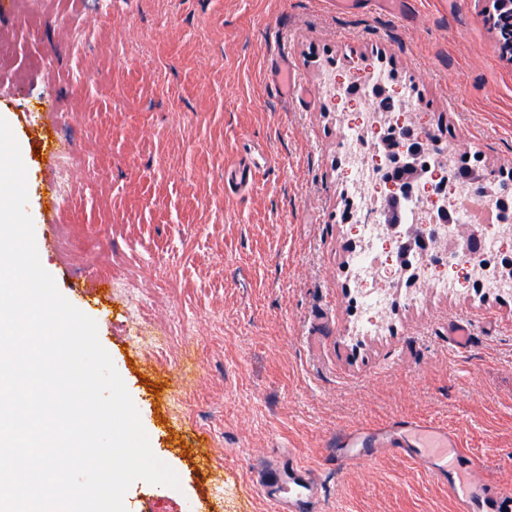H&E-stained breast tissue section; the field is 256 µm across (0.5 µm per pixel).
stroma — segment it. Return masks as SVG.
<instances>
[{
  "label": "stroma",
  "mask_w": 512,
  "mask_h": 512,
  "mask_svg": "<svg viewBox=\"0 0 512 512\" xmlns=\"http://www.w3.org/2000/svg\"><path fill=\"white\" fill-rule=\"evenodd\" d=\"M0 117L11 130L62 112L54 147L83 154L70 200L49 212L55 168L19 146L34 223L71 224L41 256L62 295L126 276L95 319L153 453L179 488L135 481L126 512H272L255 468L294 454L319 487L315 512H455L415 462L380 456L343 472L329 439L395 417L448 426L512 494V296L474 287L418 302L393 291L375 335L358 331L359 247L343 131L363 101L325 106L327 84L384 73L408 95L400 122L443 138L459 165L512 180V59L492 0H4ZM79 31L68 46L58 28ZM313 94L283 98L278 64ZM251 138L270 152L251 190L224 170ZM472 340L459 351L448 329ZM223 484V498L213 489Z\"/></svg>",
  "instance_id": "obj_1"
}]
</instances>
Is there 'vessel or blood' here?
<instances>
[{"label": "vessel or blood", "mask_w": 512, "mask_h": 512, "mask_svg": "<svg viewBox=\"0 0 512 512\" xmlns=\"http://www.w3.org/2000/svg\"><path fill=\"white\" fill-rule=\"evenodd\" d=\"M238 167L228 169L225 181L235 190L252 187L256 174L267 165L268 150L242 140ZM379 455L422 462L434 480L448 486L458 512H512V496L478 478L476 458L467 453L447 426L419 420H391L376 428L352 427L336 435L331 465L344 470ZM256 483L274 512H311L318 496L308 466L288 457L257 471Z\"/></svg>", "instance_id": "vessel-or-blood-1"}]
</instances>
